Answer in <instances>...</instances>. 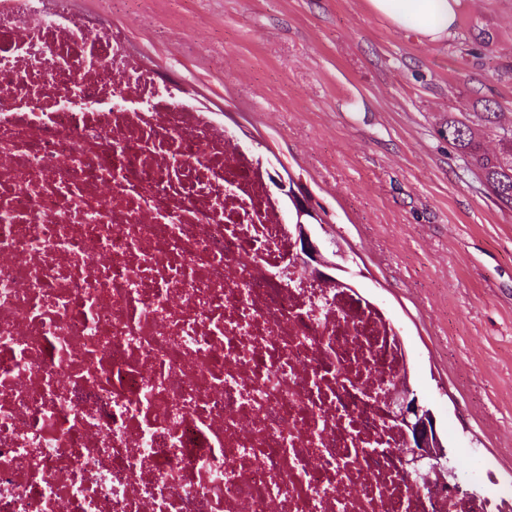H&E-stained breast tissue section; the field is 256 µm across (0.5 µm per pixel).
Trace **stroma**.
<instances>
[{
  "label": "stroma",
  "instance_id": "stroma-1",
  "mask_svg": "<svg viewBox=\"0 0 512 512\" xmlns=\"http://www.w3.org/2000/svg\"><path fill=\"white\" fill-rule=\"evenodd\" d=\"M112 27L326 211L347 279L407 337L461 488H512V209L447 139L512 149V0H461L438 44L366 0H112ZM497 111L484 119L485 104Z\"/></svg>",
  "mask_w": 512,
  "mask_h": 512
}]
</instances>
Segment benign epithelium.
<instances>
[{
	"label": "benign epithelium",
	"instance_id": "obj_1",
	"mask_svg": "<svg viewBox=\"0 0 512 512\" xmlns=\"http://www.w3.org/2000/svg\"><path fill=\"white\" fill-rule=\"evenodd\" d=\"M295 201L293 221L296 224L297 259L308 270L318 274L321 267L332 265L326 243L312 235L307 221L319 219L309 197L292 192ZM392 416L404 430L409 449L403 453L402 473L413 486L430 488L455 479L449 466L448 449L437 427L433 411L421 403L410 383H399L394 389Z\"/></svg>",
	"mask_w": 512,
	"mask_h": 512
}]
</instances>
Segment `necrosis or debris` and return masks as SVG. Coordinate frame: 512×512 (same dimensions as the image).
<instances>
[{
	"label": "necrosis or debris",
	"mask_w": 512,
	"mask_h": 512,
	"mask_svg": "<svg viewBox=\"0 0 512 512\" xmlns=\"http://www.w3.org/2000/svg\"><path fill=\"white\" fill-rule=\"evenodd\" d=\"M270 176L108 13L0 12V512H491L404 479L406 343ZM292 196L295 201L293 221L297 224V259L308 270L320 274L321 266H331L333 262L325 241L313 236L306 226L312 218L319 220V214L306 194L294 190Z\"/></svg>",
	"instance_id": "necrosis-or-debris-1"
}]
</instances>
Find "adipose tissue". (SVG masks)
Here are the masks:
<instances>
[{
	"instance_id": "ef3b65f1",
	"label": "adipose tissue",
	"mask_w": 512,
	"mask_h": 512,
	"mask_svg": "<svg viewBox=\"0 0 512 512\" xmlns=\"http://www.w3.org/2000/svg\"><path fill=\"white\" fill-rule=\"evenodd\" d=\"M375 14L395 27L416 30L429 42L437 43L455 29L460 0H367Z\"/></svg>"
}]
</instances>
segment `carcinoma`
<instances>
[{
	"label": "carcinoma",
	"instance_id": "obj_1",
	"mask_svg": "<svg viewBox=\"0 0 512 512\" xmlns=\"http://www.w3.org/2000/svg\"><path fill=\"white\" fill-rule=\"evenodd\" d=\"M448 140L482 171L485 185L497 202L512 209V150L501 155L486 154L470 127L455 119L448 121Z\"/></svg>",
	"mask_w": 512,
	"mask_h": 512
}]
</instances>
